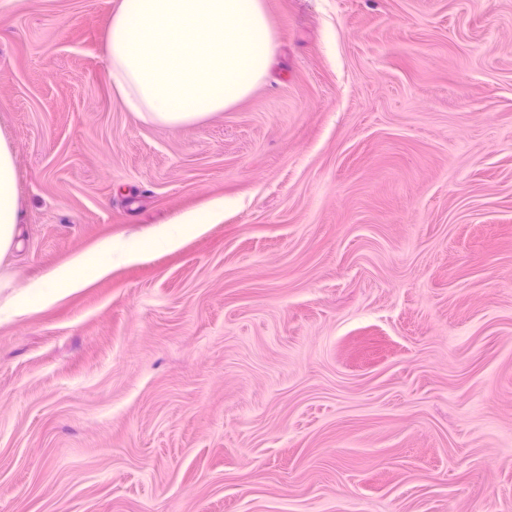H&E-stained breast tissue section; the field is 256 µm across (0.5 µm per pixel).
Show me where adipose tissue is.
Wrapping results in <instances>:
<instances>
[{"instance_id":"1","label":"adipose tissue","mask_w":512,"mask_h":512,"mask_svg":"<svg viewBox=\"0 0 512 512\" xmlns=\"http://www.w3.org/2000/svg\"><path fill=\"white\" fill-rule=\"evenodd\" d=\"M276 38L263 0H118L106 31L107 75L119 103L146 122L169 127L200 123L246 97L263 77ZM224 217L223 200L160 229L154 245L176 248L184 233ZM20 222L14 154L0 135V259L14 247ZM142 241L106 239L92 251L11 289L0 273V318L45 306L89 287L114 264L144 253Z\"/></svg>"}]
</instances>
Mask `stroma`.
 I'll return each instance as SVG.
<instances>
[{"instance_id":"obj_1","label":"stroma","mask_w":512,"mask_h":512,"mask_svg":"<svg viewBox=\"0 0 512 512\" xmlns=\"http://www.w3.org/2000/svg\"><path fill=\"white\" fill-rule=\"evenodd\" d=\"M232 107L112 96L111 0H0L15 289L224 219L0 321V512H512V0H263ZM224 218L223 200H214L203 212L189 213L176 224L160 229L151 243L168 249L176 248L184 233L202 230L207 224H217Z\"/></svg>"}]
</instances>
